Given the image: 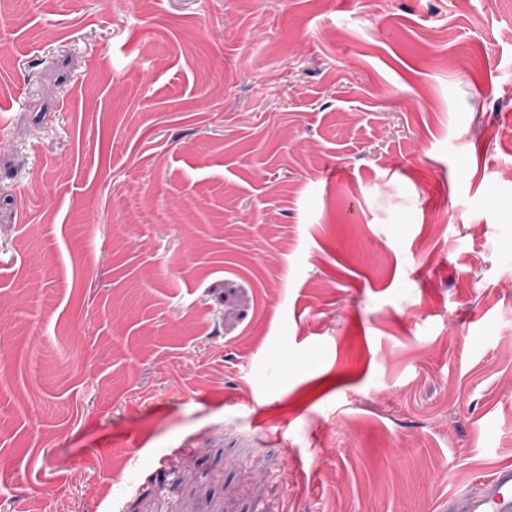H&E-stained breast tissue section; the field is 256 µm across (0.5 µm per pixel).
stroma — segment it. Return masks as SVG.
Segmentation results:
<instances>
[{
  "instance_id": "obj_1",
  "label": "stroma",
  "mask_w": 512,
  "mask_h": 512,
  "mask_svg": "<svg viewBox=\"0 0 512 512\" xmlns=\"http://www.w3.org/2000/svg\"><path fill=\"white\" fill-rule=\"evenodd\" d=\"M501 467L512 0H0V512Z\"/></svg>"
}]
</instances>
